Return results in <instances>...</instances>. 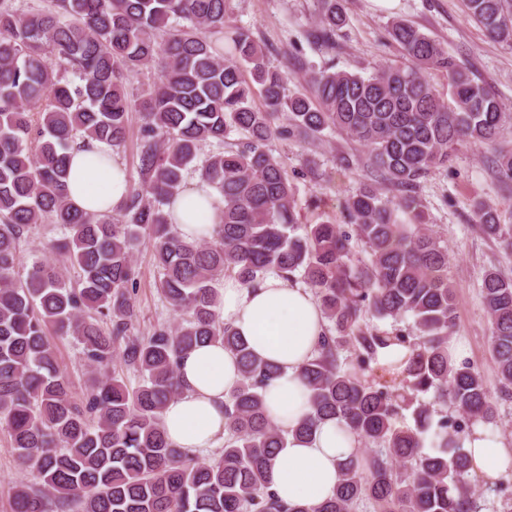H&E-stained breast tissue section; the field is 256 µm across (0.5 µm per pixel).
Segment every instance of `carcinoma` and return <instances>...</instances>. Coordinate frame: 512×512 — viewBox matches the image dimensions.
<instances>
[{
	"label": "carcinoma",
	"instance_id": "carcinoma-1",
	"mask_svg": "<svg viewBox=\"0 0 512 512\" xmlns=\"http://www.w3.org/2000/svg\"><path fill=\"white\" fill-rule=\"evenodd\" d=\"M14 2L0 0V428L35 479L15 489L14 512H354L364 500L374 512H483L462 441L474 424L495 423L497 400L479 370L449 350L457 304L448 247L423 224L417 189L463 145L493 150L492 171L512 188V150L498 147L512 111L494 89L402 20L388 30L402 64L368 75L313 71L309 92L288 95V73L267 66L248 32L225 38L227 0H50L35 12ZM344 2L316 0L317 36L326 42L345 21ZM465 7L489 38L512 48V0ZM144 69L157 77L135 103L124 86ZM434 71L448 93L432 82ZM136 109L138 183L115 215L74 207L69 150L89 140L120 146ZM326 131L367 150L375 182L344 201L352 232L322 221L297 235L295 187L267 142H315ZM232 133L239 143L228 150ZM191 170L224 210L212 237L186 242L167 207ZM379 183L397 192V203L383 201ZM475 216L483 234L512 250V224L497 208L478 202ZM45 222L62 227L49 249L78 269L73 282L46 263L15 277L18 242ZM353 239L370 248V263L355 259ZM141 241L177 316L146 337L132 332ZM269 274L301 277L329 321L302 368L312 411L290 432L263 401L278 368L221 320L224 278L251 286ZM481 292L499 392L512 396V278L490 268ZM369 315L414 322L378 336ZM54 334L75 339L94 374L80 403ZM213 341L237 359L241 382L224 403V448L202 461L173 447L161 414L181 393L183 356ZM390 341L408 354L382 367L379 349ZM117 360L140 374L136 385L110 369ZM430 391L452 412L421 403ZM409 410L413 427L404 422ZM330 419L357 436V454L320 503L284 504L270 490L276 449L290 437L312 439Z\"/></svg>",
	"mask_w": 512,
	"mask_h": 512
}]
</instances>
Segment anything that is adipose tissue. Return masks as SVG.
I'll return each mask as SVG.
<instances>
[{
    "label": "adipose tissue",
    "mask_w": 512,
    "mask_h": 512,
    "mask_svg": "<svg viewBox=\"0 0 512 512\" xmlns=\"http://www.w3.org/2000/svg\"><path fill=\"white\" fill-rule=\"evenodd\" d=\"M106 144L95 142L73 151L69 170V199L81 209L105 213L117 209L129 193V184L118 160L103 161ZM224 202L201 179H194L170 207L178 235L193 241L219 221ZM221 313L261 359L279 366L280 374L265 390L273 421L293 429L310 412L303 365L316 351L326 328L320 306L302 285L278 275L246 287L233 279L222 288ZM181 396L162 414L169 440L181 450L196 454L224 442V403L240 382L235 357L222 343L188 352L179 368ZM351 432L336 422L319 425L310 442L288 440L278 449L271 468V488L287 504H315L332 493L342 466L355 452ZM472 461V474L494 484L512 472V448L482 425H475L464 440Z\"/></svg>",
    "instance_id": "obj_1"
}]
</instances>
